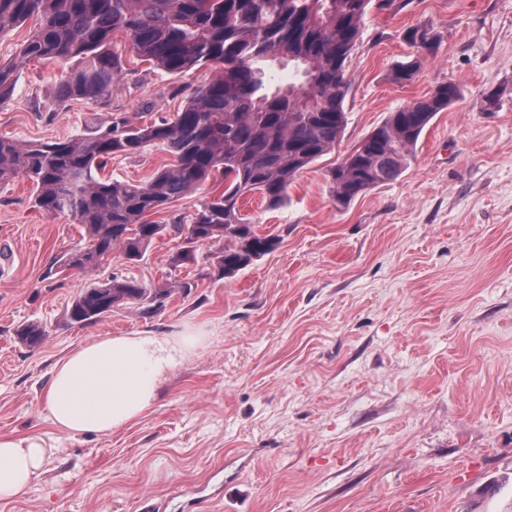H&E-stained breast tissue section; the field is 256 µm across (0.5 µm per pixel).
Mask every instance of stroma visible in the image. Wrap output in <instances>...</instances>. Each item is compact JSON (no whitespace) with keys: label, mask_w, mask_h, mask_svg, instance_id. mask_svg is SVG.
<instances>
[{"label":"stroma","mask_w":512,"mask_h":512,"mask_svg":"<svg viewBox=\"0 0 512 512\" xmlns=\"http://www.w3.org/2000/svg\"><path fill=\"white\" fill-rule=\"evenodd\" d=\"M440 45L410 84L389 80L407 29ZM125 69L111 110L144 122L182 109L212 70L170 76L112 38ZM78 59L25 62L0 107V136L55 141L107 110L62 104ZM347 125L335 150L291 182L283 206L241 211L279 236L229 280L205 263L172 268L162 237L145 258L97 272H45L83 246L71 217L35 207L25 178L0 186V435L47 450L0 512H512V0H407L372 10L349 63ZM460 100L420 137L405 172L348 208L328 170L399 107L440 83ZM499 90L497 107L480 109ZM159 147L104 174L138 184L170 162ZM192 282L162 307H117L93 324L68 310L94 281ZM37 321L36 348L15 337ZM189 332L205 347L177 367L151 410L109 435H69L46 418L55 364L99 336Z\"/></svg>","instance_id":"stroma-1"}]
</instances>
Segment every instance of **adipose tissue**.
Returning a JSON list of instances; mask_svg holds the SVG:
<instances>
[{"instance_id": "ef3b65f1", "label": "adipose tissue", "mask_w": 512, "mask_h": 512, "mask_svg": "<svg viewBox=\"0 0 512 512\" xmlns=\"http://www.w3.org/2000/svg\"><path fill=\"white\" fill-rule=\"evenodd\" d=\"M205 344L186 333L101 336L56 363L45 392L50 423L67 434H109L139 420L170 372ZM45 444L0 436V499L23 493L41 467Z\"/></svg>"}]
</instances>
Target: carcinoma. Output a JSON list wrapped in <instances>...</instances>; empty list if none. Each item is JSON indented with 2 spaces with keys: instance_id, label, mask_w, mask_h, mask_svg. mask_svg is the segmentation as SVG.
Instances as JSON below:
<instances>
[{
  "instance_id": "1",
  "label": "carcinoma",
  "mask_w": 512,
  "mask_h": 512,
  "mask_svg": "<svg viewBox=\"0 0 512 512\" xmlns=\"http://www.w3.org/2000/svg\"><path fill=\"white\" fill-rule=\"evenodd\" d=\"M371 9L372 0H0V36L39 18L18 59L80 60L60 81L63 103L112 108V92L124 78L120 55L109 49L117 31L126 35L131 53L170 75L216 70L170 118L138 123L111 111L87 133L63 141L0 136V184L23 176L35 207L68 214L82 225L87 242L64 255L69 270L93 273L116 251L140 262L156 239L171 234L189 240L169 255L171 267L198 262L193 244H206L211 276L232 278L278 245L243 217L242 197L257 192L268 209L280 208L295 176L341 139L347 64ZM406 39L414 51L390 73L400 85L413 82L439 46V36L427 27L408 30ZM274 66L293 67L300 81L270 88L266 70ZM16 83L17 63L0 61V106L12 99ZM461 96L459 84L448 81L389 113L328 170L331 202L346 207L398 178L432 119ZM149 146L162 147L172 161L148 181L102 176L112 159L137 158ZM215 176L224 189L202 200L189 219L148 220ZM190 288L178 280L153 288L135 277L93 282L74 299L69 317L91 324L115 307L161 306ZM16 336L33 348L48 331L30 323Z\"/></svg>"
}]
</instances>
